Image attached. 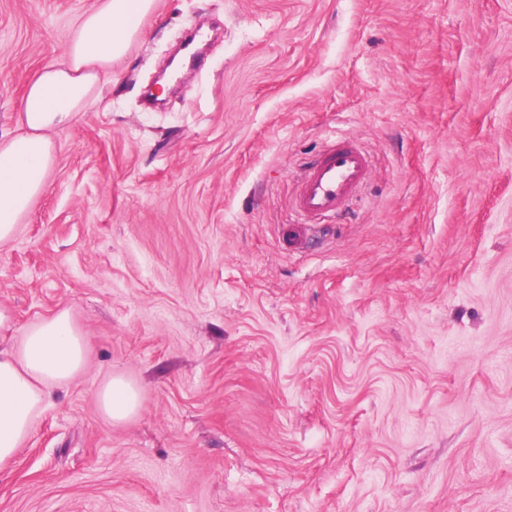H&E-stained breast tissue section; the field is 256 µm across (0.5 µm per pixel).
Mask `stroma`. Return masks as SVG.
Segmentation results:
<instances>
[{"instance_id":"1","label":"stroma","mask_w":512,"mask_h":512,"mask_svg":"<svg viewBox=\"0 0 512 512\" xmlns=\"http://www.w3.org/2000/svg\"><path fill=\"white\" fill-rule=\"evenodd\" d=\"M94 3L0 0L1 137ZM143 28L0 250L13 335L66 307L90 338L0 512H512V0H155ZM335 128L372 176L291 247ZM102 412L112 421H123L140 407L136 389L122 377H111L98 393Z\"/></svg>"}]
</instances>
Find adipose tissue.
<instances>
[{"label": "adipose tissue", "mask_w": 512, "mask_h": 512, "mask_svg": "<svg viewBox=\"0 0 512 512\" xmlns=\"http://www.w3.org/2000/svg\"><path fill=\"white\" fill-rule=\"evenodd\" d=\"M155 0H96L81 14L62 63L42 68L20 103L18 130L0 137V248L47 186L55 163V130L71 125L95 101L102 76L143 38L142 20ZM89 338L69 308L27 325L0 348V464L12 460L48 409V389L71 382L83 370ZM102 412L122 421L140 407L136 389L113 377L98 393Z\"/></svg>", "instance_id": "ef3b65f1"}]
</instances>
